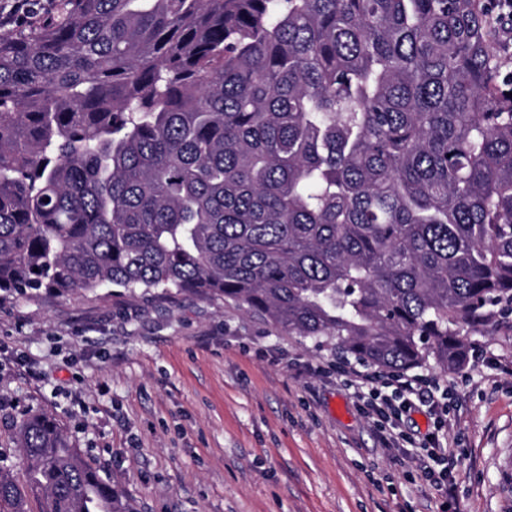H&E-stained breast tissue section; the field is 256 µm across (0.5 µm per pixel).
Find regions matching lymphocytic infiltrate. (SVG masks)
Returning <instances> with one entry per match:
<instances>
[{"label": "lymphocytic infiltrate", "mask_w": 512, "mask_h": 512, "mask_svg": "<svg viewBox=\"0 0 512 512\" xmlns=\"http://www.w3.org/2000/svg\"><path fill=\"white\" fill-rule=\"evenodd\" d=\"M336 372L352 389L384 447L414 448L417 460L437 466L454 460L453 448L443 446L439 439L455 414L451 389L418 374L370 371L358 361L339 363ZM419 408L434 417L432 432L422 437L405 425L410 413Z\"/></svg>", "instance_id": "1"}]
</instances>
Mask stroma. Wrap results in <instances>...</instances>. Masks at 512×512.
I'll use <instances>...</instances> for the list:
<instances>
[{
    "instance_id": "35a3bbf8",
    "label": "stroma",
    "mask_w": 512,
    "mask_h": 512,
    "mask_svg": "<svg viewBox=\"0 0 512 512\" xmlns=\"http://www.w3.org/2000/svg\"><path fill=\"white\" fill-rule=\"evenodd\" d=\"M469 341L482 360L420 370L455 397L444 498L339 379L281 361L332 363L334 345L194 293L4 299L0 463L22 478L15 421L36 412L135 512H512V322Z\"/></svg>"
}]
</instances>
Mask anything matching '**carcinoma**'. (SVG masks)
Returning <instances> with one entry per match:
<instances>
[{
	"mask_svg": "<svg viewBox=\"0 0 512 512\" xmlns=\"http://www.w3.org/2000/svg\"><path fill=\"white\" fill-rule=\"evenodd\" d=\"M500 30L485 0H54L0 26V298L194 292L381 370L461 368L512 302ZM15 429L0 512H132L54 419Z\"/></svg>",
	"mask_w": 512,
	"mask_h": 512,
	"instance_id": "1",
	"label": "carcinoma"
}]
</instances>
